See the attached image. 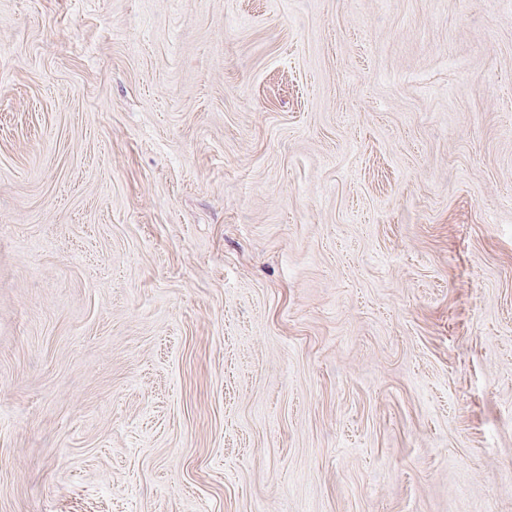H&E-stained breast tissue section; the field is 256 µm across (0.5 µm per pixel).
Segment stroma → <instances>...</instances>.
<instances>
[{
	"instance_id": "obj_1",
	"label": "stroma",
	"mask_w": 512,
	"mask_h": 512,
	"mask_svg": "<svg viewBox=\"0 0 512 512\" xmlns=\"http://www.w3.org/2000/svg\"><path fill=\"white\" fill-rule=\"evenodd\" d=\"M0 512H512V0H0Z\"/></svg>"
}]
</instances>
